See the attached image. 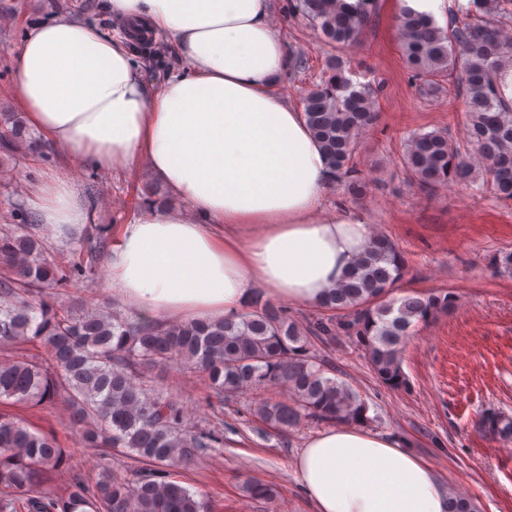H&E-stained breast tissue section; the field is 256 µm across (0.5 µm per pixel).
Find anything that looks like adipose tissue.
I'll return each instance as SVG.
<instances>
[{
  "mask_svg": "<svg viewBox=\"0 0 512 512\" xmlns=\"http://www.w3.org/2000/svg\"><path fill=\"white\" fill-rule=\"evenodd\" d=\"M116 39L67 17L28 30L11 95L54 148L100 169L147 161L171 204L119 227L108 286L140 316L210 320L260 296L316 305L368 244L360 213L327 215L332 174L300 108L273 0H109ZM168 42L182 67L149 87L130 36ZM41 223L80 224L71 185L38 188ZM313 512H447L437 470L389 435L344 423L296 460Z\"/></svg>",
  "mask_w": 512,
  "mask_h": 512,
  "instance_id": "obj_1",
  "label": "adipose tissue"
}]
</instances>
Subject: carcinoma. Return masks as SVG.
Wrapping results in <instances>:
<instances>
[{"instance_id": "carcinoma-1", "label": "carcinoma", "mask_w": 512, "mask_h": 512, "mask_svg": "<svg viewBox=\"0 0 512 512\" xmlns=\"http://www.w3.org/2000/svg\"><path fill=\"white\" fill-rule=\"evenodd\" d=\"M289 11L306 19L330 46L355 45L376 10L375 0H290ZM399 50L419 95L438 99L446 87L462 102L466 146L446 129L417 131L404 144L399 164L411 186L426 193L455 181L474 195L512 202V106L495 76L512 64V0H465L448 12L447 27L432 16L403 10L397 18ZM379 89L346 75L342 58H326L322 75L302 98L308 126L319 140L335 184L357 199L364 182L353 164L364 131L377 120ZM47 227L16 224L0 235V400L50 403L63 398L78 444L98 457L88 481L71 478L63 492L41 487V477L67 464L56 439L0 413V512H211L207 498L177 478L179 471L224 447V423L192 424L184 404L158 388L150 370L176 364L207 375L222 404L251 392L253 415L265 426L294 429L305 421L369 425V405L349 384L326 375L311 338L346 336L365 351L377 379L406 390L402 355L415 327L448 311L451 293L390 297L406 271L403 252L375 234L338 286L321 301L327 315L301 328L267 301L229 318L150 324L118 305L92 311L56 306L49 290L92 281L111 242V225L71 226L83 231L80 247L52 257ZM37 343L48 360L25 353ZM284 390L287 398L277 397ZM482 431L512 440V416L489 412ZM136 466L112 464L113 451ZM250 498L273 496L248 477ZM448 512H478L475 502L453 494Z\"/></svg>"}]
</instances>
